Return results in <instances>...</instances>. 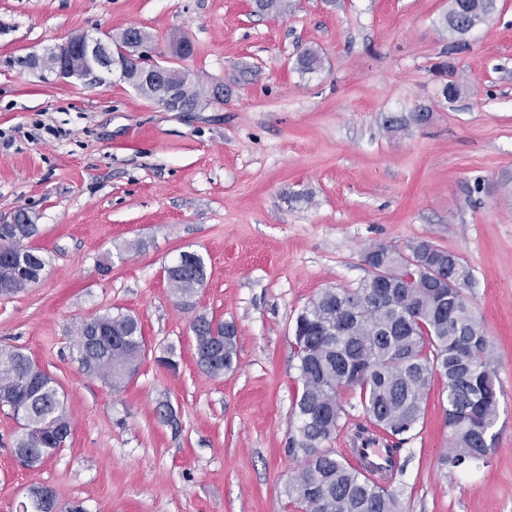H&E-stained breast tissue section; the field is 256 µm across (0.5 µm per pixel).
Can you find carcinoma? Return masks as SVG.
<instances>
[{"label": "carcinoma", "mask_w": 512, "mask_h": 512, "mask_svg": "<svg viewBox=\"0 0 512 512\" xmlns=\"http://www.w3.org/2000/svg\"><path fill=\"white\" fill-rule=\"evenodd\" d=\"M255 12L277 16L288 0H257ZM492 0H451L443 18L457 41L464 30L485 24ZM322 64L318 52L299 56L298 69L313 73ZM168 80L185 102L203 100L198 76L168 67ZM35 224H0V295L16 294L43 271L46 262L26 241ZM371 253L389 259L374 266L358 287L325 288L297 316L294 345L301 389L293 415L296 426L288 453L302 464L289 479L288 497L300 512H401L399 494L368 478L328 443L345 415L343 396L355 395L370 423L388 433L397 449L418 425L435 377L443 381L446 423L452 448L442 462L463 472L486 461L494 446L499 397L491 345L471 299L473 276L458 256L439 277L430 267L445 251L427 242L410 254L379 244ZM205 260L185 261L168 270L172 293L187 310L207 280ZM213 319L191 320L194 348L204 354L201 371L217 378L234 371L236 333L217 335ZM85 370L120 390L138 372L147 351L136 317L109 313L84 321L78 332ZM0 408L20 421L16 454L35 468L65 447L71 422L56 380L24 353L0 348Z\"/></svg>", "instance_id": "cac0c4a2"}]
</instances>
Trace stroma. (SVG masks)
Returning <instances> with one entry per match:
<instances>
[{"instance_id": "35a3bbf8", "label": "stroma", "mask_w": 512, "mask_h": 512, "mask_svg": "<svg viewBox=\"0 0 512 512\" xmlns=\"http://www.w3.org/2000/svg\"><path fill=\"white\" fill-rule=\"evenodd\" d=\"M449 6L290 0L271 18L251 0H0V216L25 209L46 260L37 284L0 296V347L53 375L72 422L66 447L32 469L0 409V512L42 486L84 512H298L295 319L321 290L368 277L373 246L421 242L472 272L496 441L486 462L449 473L434 380L393 486L402 512H512V0L461 48L440 25ZM133 25L158 61L188 39L184 67L223 84V104L169 112L116 71L49 81L17 64ZM307 49L322 57L311 74L297 66ZM452 78L463 90L451 101ZM422 108L428 122H412ZM388 115L408 127L387 130ZM185 251L208 267L191 311L165 274ZM105 312L135 316L148 345L120 391L79 361V325ZM198 312L236 324L233 372L197 367ZM169 351L177 369L159 362ZM344 405L338 453L391 447L379 431L359 438L367 419L355 397Z\"/></svg>"}]
</instances>
